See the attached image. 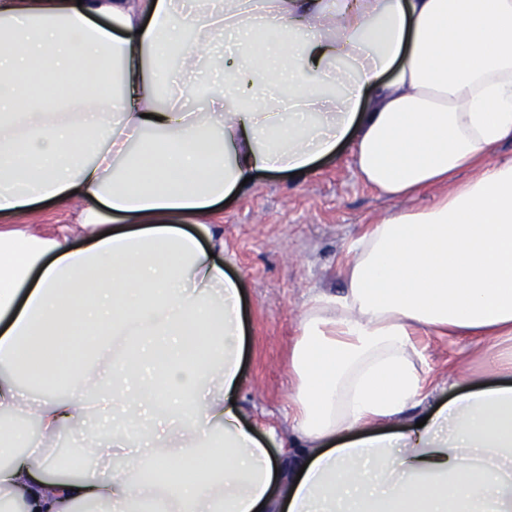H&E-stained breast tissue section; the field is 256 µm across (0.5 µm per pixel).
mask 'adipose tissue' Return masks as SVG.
<instances>
[{
	"instance_id": "adipose-tissue-1",
	"label": "adipose tissue",
	"mask_w": 512,
	"mask_h": 512,
	"mask_svg": "<svg viewBox=\"0 0 512 512\" xmlns=\"http://www.w3.org/2000/svg\"><path fill=\"white\" fill-rule=\"evenodd\" d=\"M507 142L512 0H0V216L84 204L0 230V512H512V349L428 408L415 341H512ZM344 144L384 196L446 192L350 242L291 350V434H259L241 283L181 222ZM27 419L112 437L74 473ZM74 200L61 205L57 202H45L33 205L29 211L17 218H1L0 225L22 224L19 227L39 236H50L55 229V224H70L73 213L79 205Z\"/></svg>"
}]
</instances>
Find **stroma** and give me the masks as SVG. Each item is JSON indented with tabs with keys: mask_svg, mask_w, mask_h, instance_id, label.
I'll return each mask as SVG.
<instances>
[{
	"mask_svg": "<svg viewBox=\"0 0 512 512\" xmlns=\"http://www.w3.org/2000/svg\"><path fill=\"white\" fill-rule=\"evenodd\" d=\"M441 186L415 199L380 195L357 178L349 149L318 162L313 174L256 178L243 195L212 207L204 221L218 225L224 258L243 284L247 336L242 359L241 401L250 420L285 426L294 387L288 374L290 350L300 334V319L313 289L340 292L339 263L351 240L381 217L426 204ZM76 202H45L19 216L23 229L51 235L71 223ZM430 375L455 378L461 387L488 384L484 357L493 344L480 336L454 339L424 334Z\"/></svg>",
	"mask_w": 512,
	"mask_h": 512,
	"instance_id": "1",
	"label": "stroma"
}]
</instances>
